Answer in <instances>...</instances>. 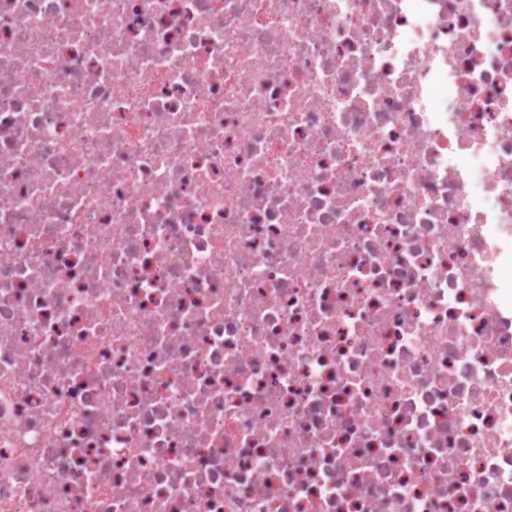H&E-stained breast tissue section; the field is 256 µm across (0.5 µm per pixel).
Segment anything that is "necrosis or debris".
<instances>
[{
	"label": "necrosis or debris",
	"mask_w": 512,
	"mask_h": 512,
	"mask_svg": "<svg viewBox=\"0 0 512 512\" xmlns=\"http://www.w3.org/2000/svg\"><path fill=\"white\" fill-rule=\"evenodd\" d=\"M0 512H512V0H0Z\"/></svg>",
	"instance_id": "1"
}]
</instances>
